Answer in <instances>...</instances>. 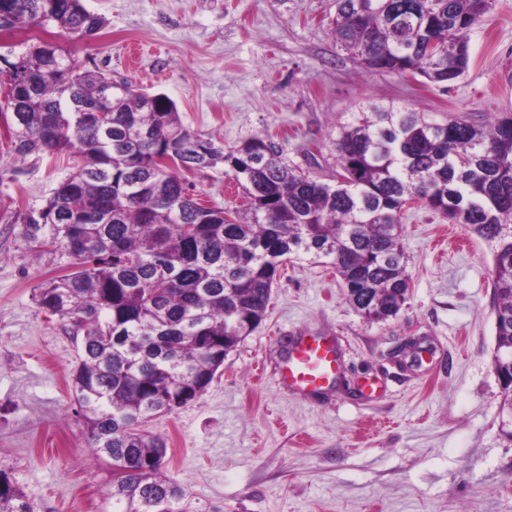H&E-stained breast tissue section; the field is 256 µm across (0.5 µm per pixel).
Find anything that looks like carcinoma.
I'll return each instance as SVG.
<instances>
[{
    "mask_svg": "<svg viewBox=\"0 0 512 512\" xmlns=\"http://www.w3.org/2000/svg\"><path fill=\"white\" fill-rule=\"evenodd\" d=\"M491 0H336V41L359 63L448 87L465 72L467 33ZM55 27L91 40L105 26L83 0H0V31ZM434 50L428 51V43ZM6 108L22 156L68 154L75 170L19 237L71 272L38 303L80 338L71 374L89 448L118 470L112 512H196L164 473L163 438L139 426L198 400L224 358L260 325L285 259L326 260L366 320L406 301L398 226L415 201L464 224L492 252L493 367L512 410V113L484 126L372 104L337 127L336 182L288 165L274 141L225 150L187 128L175 102L126 79L83 69L52 41L0 53ZM110 115L102 124L93 112ZM227 166L251 218L190 197L183 170ZM0 512H35L0 469Z\"/></svg>",
    "mask_w": 512,
    "mask_h": 512,
    "instance_id": "carcinoma-1",
    "label": "carcinoma"
}]
</instances>
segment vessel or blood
<instances>
[{
  "mask_svg": "<svg viewBox=\"0 0 512 512\" xmlns=\"http://www.w3.org/2000/svg\"><path fill=\"white\" fill-rule=\"evenodd\" d=\"M338 371L335 346L324 336H310L297 343L279 369L280 383L316 392L333 383Z\"/></svg>",
  "mask_w": 512,
  "mask_h": 512,
  "instance_id": "vessel-or-blood-1",
  "label": "vessel or blood"
}]
</instances>
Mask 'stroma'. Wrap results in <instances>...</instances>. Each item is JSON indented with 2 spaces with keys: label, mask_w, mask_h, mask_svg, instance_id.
I'll use <instances>...</instances> for the list:
<instances>
[{
  "label": "stroma",
  "mask_w": 512,
  "mask_h": 512,
  "mask_svg": "<svg viewBox=\"0 0 512 512\" xmlns=\"http://www.w3.org/2000/svg\"><path fill=\"white\" fill-rule=\"evenodd\" d=\"M102 15L93 40L30 27L0 44L50 37L80 64L169 96L186 127L230 149L272 137L289 165L336 174V127L371 103L482 125L512 112V0H493L468 34L469 62L449 89L364 69L334 36L336 0H84ZM75 161L18 155L0 117V469L36 512H111L113 472L90 461L70 373L68 322L37 288L64 274L18 237ZM203 203L245 216L223 168L183 174ZM410 276L396 317L371 322L333 270L284 262L259 327L224 360L200 399L152 419L165 473L204 512H512V441L501 430L492 366V256L467 226L405 207ZM333 337L334 386L281 385L288 345ZM423 339L420 366L398 345Z\"/></svg>",
  "instance_id": "stroma-1"
}]
</instances>
